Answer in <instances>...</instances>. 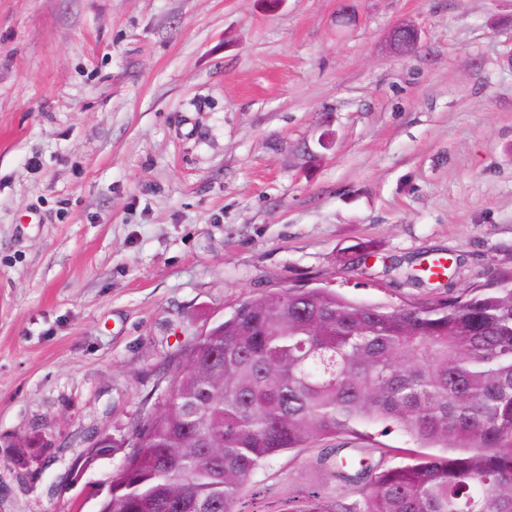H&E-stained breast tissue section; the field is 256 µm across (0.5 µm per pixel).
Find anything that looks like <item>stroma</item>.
Wrapping results in <instances>:
<instances>
[{
  "label": "stroma",
  "mask_w": 512,
  "mask_h": 512,
  "mask_svg": "<svg viewBox=\"0 0 512 512\" xmlns=\"http://www.w3.org/2000/svg\"><path fill=\"white\" fill-rule=\"evenodd\" d=\"M509 258L512 0H0V512H97L122 458H79L244 298L420 305ZM332 447L373 453L277 456L244 512Z\"/></svg>",
  "instance_id": "35a3bbf8"
}]
</instances>
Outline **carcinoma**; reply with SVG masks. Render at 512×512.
Returning <instances> with one entry per match:
<instances>
[{"mask_svg":"<svg viewBox=\"0 0 512 512\" xmlns=\"http://www.w3.org/2000/svg\"><path fill=\"white\" fill-rule=\"evenodd\" d=\"M376 427L434 453L386 468L332 448L336 497L279 512H512V265L413 307L322 287L243 301L192 345L99 512H241L276 456Z\"/></svg>","mask_w":512,"mask_h":512,"instance_id":"cac0c4a2","label":"carcinoma"}]
</instances>
